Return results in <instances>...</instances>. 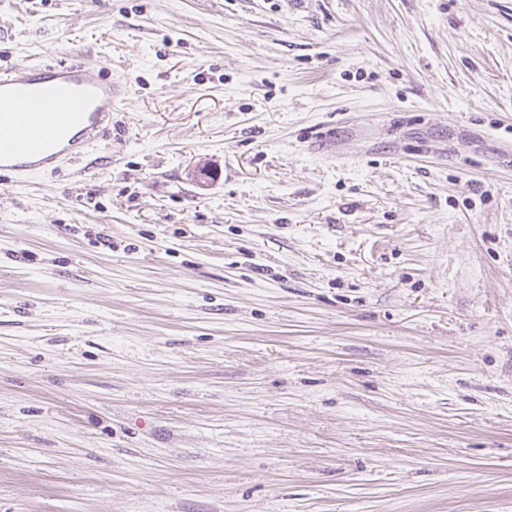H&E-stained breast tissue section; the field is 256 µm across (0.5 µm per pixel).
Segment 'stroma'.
Here are the masks:
<instances>
[{"label": "stroma", "mask_w": 512, "mask_h": 512, "mask_svg": "<svg viewBox=\"0 0 512 512\" xmlns=\"http://www.w3.org/2000/svg\"><path fill=\"white\" fill-rule=\"evenodd\" d=\"M48 57L124 94L0 176V512H512V0H0Z\"/></svg>", "instance_id": "35a3bbf8"}]
</instances>
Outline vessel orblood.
Here are the masks:
<instances>
[{"label": "vessel or blood", "mask_w": 512, "mask_h": 512, "mask_svg": "<svg viewBox=\"0 0 512 512\" xmlns=\"http://www.w3.org/2000/svg\"><path fill=\"white\" fill-rule=\"evenodd\" d=\"M122 94L95 61L44 60L0 72V173L20 179L81 159L112 125Z\"/></svg>", "instance_id": "b4317fda"}]
</instances>
